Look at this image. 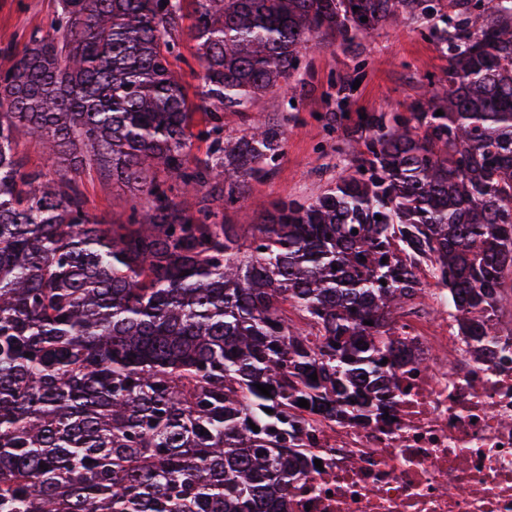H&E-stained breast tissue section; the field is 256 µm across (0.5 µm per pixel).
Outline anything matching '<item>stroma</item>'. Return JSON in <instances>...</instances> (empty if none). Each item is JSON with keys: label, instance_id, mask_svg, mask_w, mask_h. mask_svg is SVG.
<instances>
[{"label": "stroma", "instance_id": "stroma-1", "mask_svg": "<svg viewBox=\"0 0 512 512\" xmlns=\"http://www.w3.org/2000/svg\"><path fill=\"white\" fill-rule=\"evenodd\" d=\"M60 0H0V73L10 70L31 35L44 34ZM188 95L194 128L206 115L198 92L202 68L193 41L184 38L172 56ZM448 62L415 24L399 19L348 46L329 41L310 47L294 74L299 82L295 104L280 92L267 93L252 111H221L225 133H242L255 120L282 124L285 141L273 172L251 181L249 196L271 203L313 197L334 183L352 150L353 119L365 112H404L414 100L430 96L431 80ZM346 118L335 121L336 113ZM90 213L111 224L126 223L132 191L127 184L98 175L78 180Z\"/></svg>", "mask_w": 512, "mask_h": 512}]
</instances>
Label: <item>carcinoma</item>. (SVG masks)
<instances>
[{
	"mask_svg": "<svg viewBox=\"0 0 512 512\" xmlns=\"http://www.w3.org/2000/svg\"><path fill=\"white\" fill-rule=\"evenodd\" d=\"M400 17L446 55L441 90L366 115L336 182L262 208L241 238L224 210L284 130L225 137L212 112L192 134L169 61L183 29L201 100L243 112L293 89L312 39ZM26 136L53 172L26 167ZM193 137L213 148L191 154ZM87 171L132 189L128 223L89 214ZM424 259L464 334L494 333L512 273V0H61L0 74V512H285L303 425L366 420L393 384Z\"/></svg>",
	"mask_w": 512,
	"mask_h": 512,
	"instance_id": "carcinoma-1",
	"label": "carcinoma"
}]
</instances>
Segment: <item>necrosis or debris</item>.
<instances>
[{"instance_id": "4bbe7bcc", "label": "necrosis or debris", "mask_w": 512, "mask_h": 512, "mask_svg": "<svg viewBox=\"0 0 512 512\" xmlns=\"http://www.w3.org/2000/svg\"><path fill=\"white\" fill-rule=\"evenodd\" d=\"M403 321L408 351L383 411L311 423L313 463L288 512H512V325L493 336L448 330V293Z\"/></svg>"}]
</instances>
